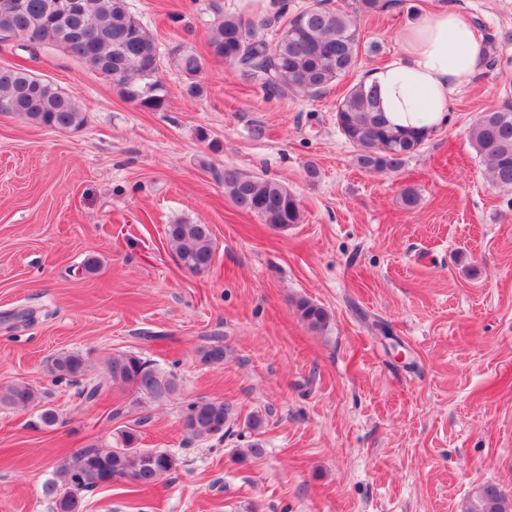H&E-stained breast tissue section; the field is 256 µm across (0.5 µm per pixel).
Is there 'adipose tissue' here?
I'll list each match as a JSON object with an SVG mask.
<instances>
[{
	"instance_id": "1",
	"label": "adipose tissue",
	"mask_w": 512,
	"mask_h": 512,
	"mask_svg": "<svg viewBox=\"0 0 512 512\" xmlns=\"http://www.w3.org/2000/svg\"><path fill=\"white\" fill-rule=\"evenodd\" d=\"M398 42L397 59L371 75L380 109L395 126L433 132L448 115L451 94L470 82L481 43L472 24L444 6L401 26Z\"/></svg>"
}]
</instances>
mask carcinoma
I'll list each match as a JSON object with an SVG mask.
<instances>
[{
    "label": "carcinoma",
    "instance_id": "cac0c4a2",
    "mask_svg": "<svg viewBox=\"0 0 512 512\" xmlns=\"http://www.w3.org/2000/svg\"><path fill=\"white\" fill-rule=\"evenodd\" d=\"M0 0V37H21L34 49L52 45L85 62L112 80L122 96L138 106L161 112L167 96L159 78L162 54L154 38L128 10L126 0ZM393 0H347L348 9L336 10L326 0H313L290 12V0H276L275 20L280 22L272 40L240 15L224 12L222 0H211L213 14L210 53L237 69L269 97L289 93L315 99L358 61L360 40L354 17L385 11ZM188 81L191 96L200 92L195 82L203 61L176 44L167 51ZM0 112H14L52 130H78L86 113L77 97L23 66H0ZM336 123L344 138L358 149V164L377 172H396L428 139L422 130L396 129L380 111L375 87L361 81L353 85L336 107ZM469 139L485 162L491 181L512 191V104L482 113L470 127ZM224 192L241 210L264 223L284 229L301 219L297 198L282 183L237 171L224 172ZM166 239L180 266L201 273L212 266L216 246L206 224L176 223L165 228ZM301 319L323 332L330 314L307 298L296 304ZM200 360L224 364V345L216 342L199 349ZM110 372H93L89 355L81 351L57 353L50 371L57 382L75 387L83 403L97 400L108 388L127 390L142 400L163 403L181 395V384L170 371L134 352L114 354ZM39 401L30 385L15 383L0 388V405L28 408ZM236 407L224 400L197 398L182 412L185 439H223L234 433ZM145 420L115 431L110 448H82L68 456L43 486L51 512H82V494L110 483H133L140 491L160 484L163 470L171 475L178 458L167 450L141 446L140 427ZM264 421L252 415L247 421L256 438L241 457H259L264 448L258 435ZM463 512H512V501L495 485L480 487L465 503Z\"/></svg>",
    "mask_w": 512,
    "mask_h": 512
}]
</instances>
